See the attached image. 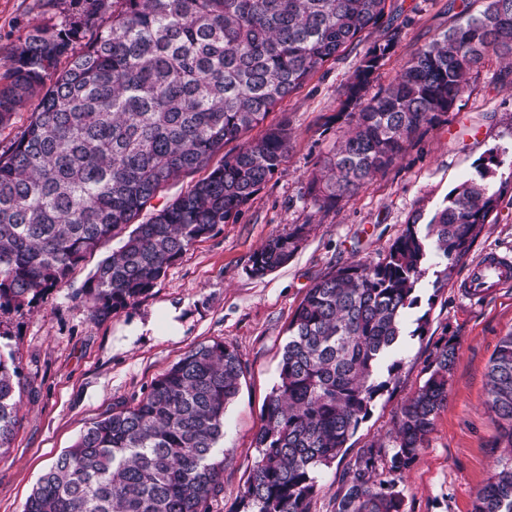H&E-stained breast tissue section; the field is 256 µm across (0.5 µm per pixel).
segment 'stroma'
Masks as SVG:
<instances>
[{"label": "stroma", "mask_w": 512, "mask_h": 512, "mask_svg": "<svg viewBox=\"0 0 512 512\" xmlns=\"http://www.w3.org/2000/svg\"><path fill=\"white\" fill-rule=\"evenodd\" d=\"M391 4L405 24L369 86L373 93L390 84L418 48L482 10L484 0ZM41 18L38 0H0V59ZM377 37L366 33L362 43L270 112L268 123H287L291 132L279 170L234 219L167 268L147 296L107 317L91 318L84 286L97 263L118 248V241L110 240L87 256L68 283L0 311V354L12 357L19 373V423L9 448L0 452V512H23L40 476L93 422L135 405L187 351L216 341L237 352L244 378L224 414V489L209 500L208 512H238L258 458L254 438L278 381L288 323L318 279L355 261L384 258L412 218L429 221L494 148L504 159L492 180L501 198L495 219L484 226L470 254L512 252V82L502 78L505 61L493 55L469 75L443 122L409 143L394 165L353 197L320 210L313 206L308 181L348 129L340 114L344 89ZM299 224L307 232L292 259L265 276H252L253 251ZM466 270L463 264L456 267L454 283ZM433 281V274L425 275L421 303L408 314L410 335L398 354L396 382L375 400L345 456L319 469L310 512H335L336 494L359 450L388 439L400 406L423 384L425 366L448 340L458 346L448 403L437 413L417 461L395 480L405 512H473L494 461L498 425L487 407V368L503 337L512 333V288L472 303L454 283L437 291ZM153 314L159 317L155 330L130 335L131 325ZM421 316L428 322L418 336L414 329Z\"/></svg>", "instance_id": "35a3bbf8"}]
</instances>
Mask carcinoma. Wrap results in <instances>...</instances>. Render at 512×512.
<instances>
[{"label": "carcinoma", "instance_id": "cac0c4a2", "mask_svg": "<svg viewBox=\"0 0 512 512\" xmlns=\"http://www.w3.org/2000/svg\"><path fill=\"white\" fill-rule=\"evenodd\" d=\"M387 2L42 0L56 21L29 26L0 74V128L39 97L27 126L0 152V308L67 282L111 238L119 248L85 284L92 314L146 296L279 170L290 132L264 125L268 114L369 28L384 34L345 87L340 113L350 130L309 182L319 209L356 194L440 122L487 56L512 59V0H487L368 99L401 34ZM231 141L240 142L237 151L210 166ZM502 164L489 153L425 229L414 218L383 259L340 267L308 289L288 323L278 383L255 435L259 460L246 481L244 512H308L318 468L344 454L394 380L405 335L427 322L423 315L405 332L429 263L440 259L438 291L490 223L500 199L491 180ZM204 169L168 204L146 212L171 182ZM305 229L268 239L251 256L250 273L286 265ZM456 355L450 340L436 350L428 377L396 416L391 444L361 450L336 512H403L395 480L379 473L382 449L393 448L390 475L417 460L448 402ZM487 376L499 432L474 512H512V333ZM243 377L238 354L223 343L192 348L134 406L88 427L39 478L24 512H206L224 488V413ZM17 378L0 354V449L10 447L19 423Z\"/></svg>", "mask_w": 512, "mask_h": 512}]
</instances>
